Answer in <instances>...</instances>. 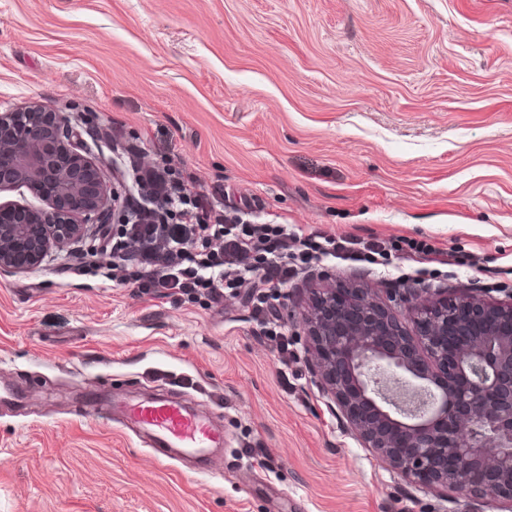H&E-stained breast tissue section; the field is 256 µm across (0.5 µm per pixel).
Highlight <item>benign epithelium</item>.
Segmentation results:
<instances>
[{"label": "benign epithelium", "mask_w": 512, "mask_h": 512, "mask_svg": "<svg viewBox=\"0 0 512 512\" xmlns=\"http://www.w3.org/2000/svg\"><path fill=\"white\" fill-rule=\"evenodd\" d=\"M24 184L70 202L0 224V271L41 264L86 228L129 221L103 164L65 122L29 108L0 113V191ZM429 288L378 302L357 288H318L303 319L315 386L364 448L411 485L512 512V295L416 304Z\"/></svg>", "instance_id": "1"}]
</instances>
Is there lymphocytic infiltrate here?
Instances as JSON below:
<instances>
[{
  "label": "lymphocytic infiltrate",
  "instance_id": "lymphocytic-infiltrate-1",
  "mask_svg": "<svg viewBox=\"0 0 512 512\" xmlns=\"http://www.w3.org/2000/svg\"><path fill=\"white\" fill-rule=\"evenodd\" d=\"M138 182L167 205L157 220L128 230L140 246V263L151 261L153 243H161L165 250L168 273L158 279L143 278L142 287L173 288L186 295L204 291L219 298L241 280L254 278L262 289L255 309L262 328L271 335L278 329L275 302L288 285L293 265L354 249L373 264L385 253L378 242L359 244L331 235L318 239L299 234L290 224H254L239 218L210 224L188 208L178 182L152 169L144 170Z\"/></svg>",
  "mask_w": 512,
  "mask_h": 512
}]
</instances>
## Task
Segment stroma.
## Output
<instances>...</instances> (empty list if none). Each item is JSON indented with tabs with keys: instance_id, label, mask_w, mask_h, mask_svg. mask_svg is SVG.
<instances>
[{
	"instance_id": "obj_1",
	"label": "stroma",
	"mask_w": 512,
	"mask_h": 512,
	"mask_svg": "<svg viewBox=\"0 0 512 512\" xmlns=\"http://www.w3.org/2000/svg\"><path fill=\"white\" fill-rule=\"evenodd\" d=\"M29 105L126 195L169 170L213 213L388 255L299 271L284 348L250 283L145 294L108 239L0 272V512H459L361 448L291 322L312 286L512 294V0H0V112ZM156 396L223 427L204 470L87 415Z\"/></svg>"
}]
</instances>
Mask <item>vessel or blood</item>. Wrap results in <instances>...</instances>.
Here are the masks:
<instances>
[{"label":"vessel or blood","instance_id":"1","mask_svg":"<svg viewBox=\"0 0 512 512\" xmlns=\"http://www.w3.org/2000/svg\"><path fill=\"white\" fill-rule=\"evenodd\" d=\"M96 414L119 422L151 448L162 463L176 452L204 457L210 449L224 445L222 429L165 396L146 402L103 403Z\"/></svg>","mask_w":512,"mask_h":512}]
</instances>
